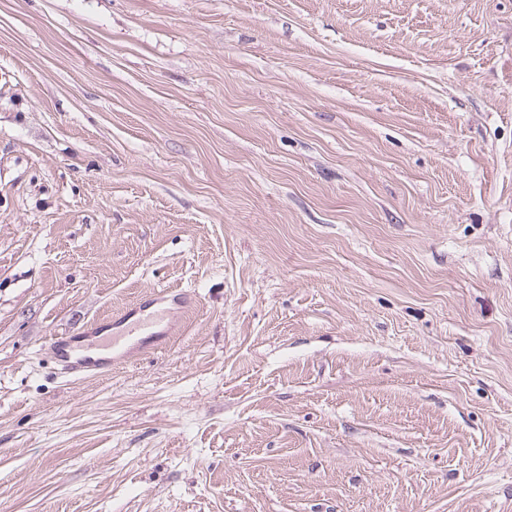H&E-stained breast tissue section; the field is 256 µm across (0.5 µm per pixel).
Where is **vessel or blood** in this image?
Listing matches in <instances>:
<instances>
[{
    "mask_svg": "<svg viewBox=\"0 0 512 512\" xmlns=\"http://www.w3.org/2000/svg\"><path fill=\"white\" fill-rule=\"evenodd\" d=\"M194 302L190 291L161 289L143 306L94 322L80 333L51 337L45 349L71 379L104 378L116 367L135 363L166 343L176 331L179 313Z\"/></svg>",
    "mask_w": 512,
    "mask_h": 512,
    "instance_id": "obj_1",
    "label": "vessel or blood"
}]
</instances>
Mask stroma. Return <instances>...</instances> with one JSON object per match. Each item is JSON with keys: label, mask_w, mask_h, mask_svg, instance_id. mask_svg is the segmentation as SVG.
Instances as JSON below:
<instances>
[{"label": "stroma", "mask_w": 512, "mask_h": 512, "mask_svg": "<svg viewBox=\"0 0 512 512\" xmlns=\"http://www.w3.org/2000/svg\"><path fill=\"white\" fill-rule=\"evenodd\" d=\"M0 512H512V0H0ZM194 303L190 291L161 289L138 309L126 308L77 334L51 337L44 349L73 380L105 378L117 366L135 363L166 343L176 331L178 314ZM91 350L95 352L90 354Z\"/></svg>", "instance_id": "1"}]
</instances>
